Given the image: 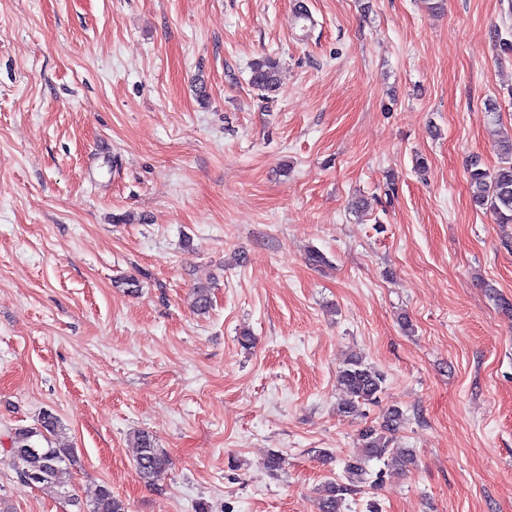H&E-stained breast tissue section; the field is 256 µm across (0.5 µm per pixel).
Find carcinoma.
<instances>
[{"label":"carcinoma","mask_w":512,"mask_h":512,"mask_svg":"<svg viewBox=\"0 0 512 512\" xmlns=\"http://www.w3.org/2000/svg\"><path fill=\"white\" fill-rule=\"evenodd\" d=\"M278 64L271 58L255 61L251 66V84L260 91L272 92L278 87ZM502 161L494 169L480 167L476 159L469 163V189L472 202L481 209L492 211L502 224L512 223V138L500 141ZM344 399L338 411L356 414L365 405L379 403L385 391V375L360 356L346 360L337 374ZM403 422L402 411L392 406L382 417V422L369 425L358 433V451L344 461V481L329 480L319 488L318 512H343L345 494L352 488L370 484L377 488L383 482V471L373 473L368 469L371 460L383 462L397 470L414 463L408 451L392 447L393 435ZM9 457L19 483L27 487V479H34V486L53 488L78 512H127L126 504L112 494L106 486L100 487L95 498L80 506V501L66 489L64 475L76 462L72 449L62 443V428L57 416L46 410L37 424L12 428L7 435ZM136 450V467L140 477L150 482L169 465L167 452L158 447L154 437L139 432L133 438Z\"/></svg>","instance_id":"1"}]
</instances>
